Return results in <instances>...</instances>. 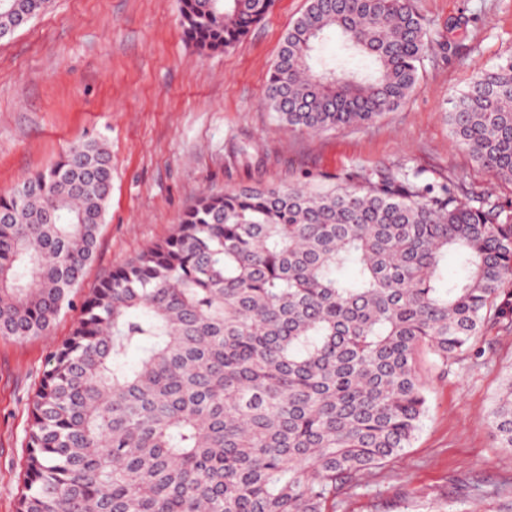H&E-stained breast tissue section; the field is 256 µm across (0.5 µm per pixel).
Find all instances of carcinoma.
Wrapping results in <instances>:
<instances>
[{
    "instance_id": "1",
    "label": "carcinoma",
    "mask_w": 512,
    "mask_h": 512,
    "mask_svg": "<svg viewBox=\"0 0 512 512\" xmlns=\"http://www.w3.org/2000/svg\"><path fill=\"white\" fill-rule=\"evenodd\" d=\"M48 6L0 0V37ZM273 6L179 0L183 37L222 52ZM433 43L448 41L414 0H308L265 104L299 133L371 125L409 98ZM448 122L512 182V56L476 72ZM111 192L107 148L78 142L0 195V336L47 335L78 309L29 399L15 512H336L354 475L412 447L422 358L445 375L512 327V211L464 204L450 179L204 192L77 304ZM450 252L463 275L446 285ZM489 426L512 453V378Z\"/></svg>"
}]
</instances>
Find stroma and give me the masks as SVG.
Wrapping results in <instances>:
<instances>
[{"label":"stroma","instance_id":"1","mask_svg":"<svg viewBox=\"0 0 512 512\" xmlns=\"http://www.w3.org/2000/svg\"><path fill=\"white\" fill-rule=\"evenodd\" d=\"M447 46L427 54L419 83L396 111L364 127L290 131L263 102L281 40L306 0H275L233 48L203 54L185 42L179 0H51L0 39V192L54 163L78 140L101 141L112 158V195L95 257L76 297L167 237L205 191L281 183L347 182L356 173L403 167L448 177L470 205H512L496 179L452 138L448 100L475 71L512 55V0H415ZM77 317L63 310L50 334L0 336V512L23 488L27 402L45 358ZM478 363L429 373V412L411 448L365 472L336 512H427L449 501L467 512H512V453L488 424L512 377V329L488 332Z\"/></svg>","mask_w":512,"mask_h":512}]
</instances>
